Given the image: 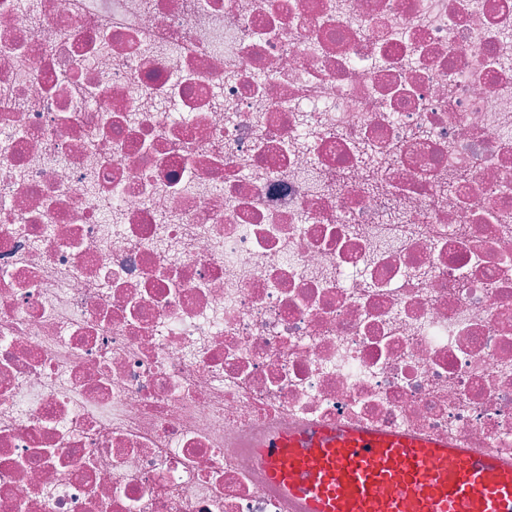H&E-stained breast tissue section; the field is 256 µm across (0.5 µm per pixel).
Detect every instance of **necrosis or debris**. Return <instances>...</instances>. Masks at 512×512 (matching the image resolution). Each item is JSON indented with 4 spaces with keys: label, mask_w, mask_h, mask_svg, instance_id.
<instances>
[{
    "label": "necrosis or debris",
    "mask_w": 512,
    "mask_h": 512,
    "mask_svg": "<svg viewBox=\"0 0 512 512\" xmlns=\"http://www.w3.org/2000/svg\"><path fill=\"white\" fill-rule=\"evenodd\" d=\"M330 421L512 455V0H0V512Z\"/></svg>",
    "instance_id": "necrosis-or-debris-1"
}]
</instances>
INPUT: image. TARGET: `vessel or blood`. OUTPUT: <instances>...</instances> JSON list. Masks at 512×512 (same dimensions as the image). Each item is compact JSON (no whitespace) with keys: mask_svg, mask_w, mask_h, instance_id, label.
<instances>
[{"mask_svg":"<svg viewBox=\"0 0 512 512\" xmlns=\"http://www.w3.org/2000/svg\"><path fill=\"white\" fill-rule=\"evenodd\" d=\"M260 452L300 512H512V456L450 440L332 422L272 434Z\"/></svg>","mask_w":512,"mask_h":512,"instance_id":"1","label":"vessel or blood"}]
</instances>
